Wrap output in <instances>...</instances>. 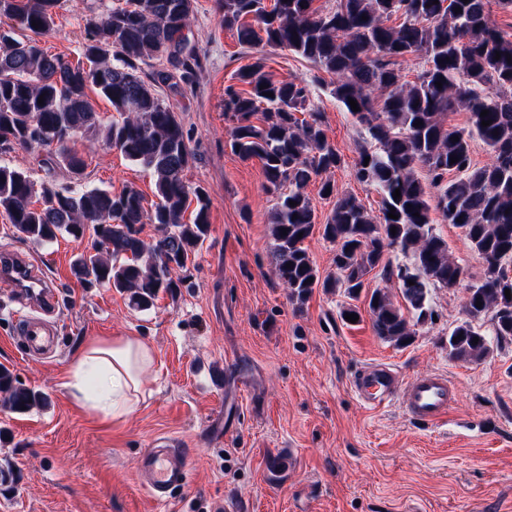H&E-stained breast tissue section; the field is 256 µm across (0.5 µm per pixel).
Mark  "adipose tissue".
<instances>
[{
    "label": "adipose tissue",
    "instance_id": "ef3b65f1",
    "mask_svg": "<svg viewBox=\"0 0 512 512\" xmlns=\"http://www.w3.org/2000/svg\"><path fill=\"white\" fill-rule=\"evenodd\" d=\"M153 361L151 348L140 340H93L72 363L66 386L93 418L119 420L137 409Z\"/></svg>",
    "mask_w": 512,
    "mask_h": 512
}]
</instances>
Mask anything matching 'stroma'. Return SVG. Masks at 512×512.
<instances>
[{"mask_svg": "<svg viewBox=\"0 0 512 512\" xmlns=\"http://www.w3.org/2000/svg\"><path fill=\"white\" fill-rule=\"evenodd\" d=\"M119 0H62L52 30L39 39L48 53L77 62L86 21ZM186 35L201 57L192 85L158 84L174 107L194 159L189 186L210 196V231L195 268L177 295H160L141 312L107 288H87L72 275L90 238L63 235L50 245L21 240L0 214V253L27 254L56 289L61 332L52 358L29 360L14 330V286L0 279V364L50 403L24 414L0 409V465L16 475L0 490V512H512V341L493 344L484 360L448 354V333L463 319L467 284L479 282L483 260L459 228L434 231L465 270V286H430L435 321L416 325L411 345L398 348L372 328L365 296L314 289L290 302L274 272L270 212L259 159L229 146L224 90L252 61L235 31L220 23L216 0H195ZM278 77L309 85L308 108L320 110L329 142L343 163L331 175L379 214L381 195L356 182L352 168L362 129L330 94L328 77L280 48L265 51ZM85 182L121 191L132 185L153 199L144 169L96 140H79ZM306 189L319 220L305 240L320 276L336 273V245L320 223L333 202ZM360 319L343 321L344 307ZM129 336L148 344L154 362L144 375L145 398L118 423L87 416L65 386L82 346ZM372 363L404 378L444 372L458 393L447 421L423 426L399 403L366 409L353 381ZM172 437L189 461L187 486L156 504L136 473L143 449Z\"/></svg>", "mask_w": 512, "mask_h": 512, "instance_id": "35a3bbf8", "label": "stroma"}]
</instances>
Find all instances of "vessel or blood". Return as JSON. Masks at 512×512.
I'll return each instance as SVG.
<instances>
[{"instance_id": "1", "label": "vessel or blood", "mask_w": 512, "mask_h": 512, "mask_svg": "<svg viewBox=\"0 0 512 512\" xmlns=\"http://www.w3.org/2000/svg\"><path fill=\"white\" fill-rule=\"evenodd\" d=\"M0 274L15 282L25 307L14 319V333L22 337L26 354L47 355L58 337L56 293L35 264L24 256H0ZM354 392L368 408L382 409L397 402L411 419L429 425L446 419L457 399L456 389L446 374L426 373L405 381L393 367L385 364L367 367L356 378ZM137 477L154 501L165 502L169 491L188 483V458L184 449L166 440L159 441L140 457Z\"/></svg>"}]
</instances>
